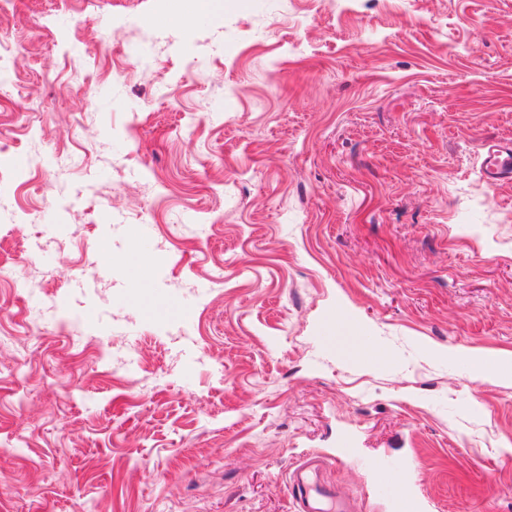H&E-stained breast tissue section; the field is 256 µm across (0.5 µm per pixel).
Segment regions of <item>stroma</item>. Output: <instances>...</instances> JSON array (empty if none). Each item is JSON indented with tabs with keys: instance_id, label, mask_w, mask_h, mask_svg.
Wrapping results in <instances>:
<instances>
[{
	"instance_id": "stroma-1",
	"label": "stroma",
	"mask_w": 512,
	"mask_h": 512,
	"mask_svg": "<svg viewBox=\"0 0 512 512\" xmlns=\"http://www.w3.org/2000/svg\"><path fill=\"white\" fill-rule=\"evenodd\" d=\"M174 4L0 14V512H512V0ZM223 8L224 4L221 0H187L184 1L183 9L175 14L173 20L187 26L199 15L218 16ZM485 160L482 169L483 178L490 185L512 180V145L507 141H488L484 143ZM323 465L318 456H305L290 469L288 494L294 512H357L346 507L349 497L342 496L336 486L319 478Z\"/></svg>"
}]
</instances>
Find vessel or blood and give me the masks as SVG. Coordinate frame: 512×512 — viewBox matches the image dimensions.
<instances>
[{"label":"vessel or blood","mask_w":512,"mask_h":512,"mask_svg":"<svg viewBox=\"0 0 512 512\" xmlns=\"http://www.w3.org/2000/svg\"><path fill=\"white\" fill-rule=\"evenodd\" d=\"M485 160L482 169L486 183L496 185L512 180V143H484ZM324 462L316 456L300 458L290 469L288 494L294 512H354L347 499L336 487L319 476Z\"/></svg>","instance_id":"1"}]
</instances>
